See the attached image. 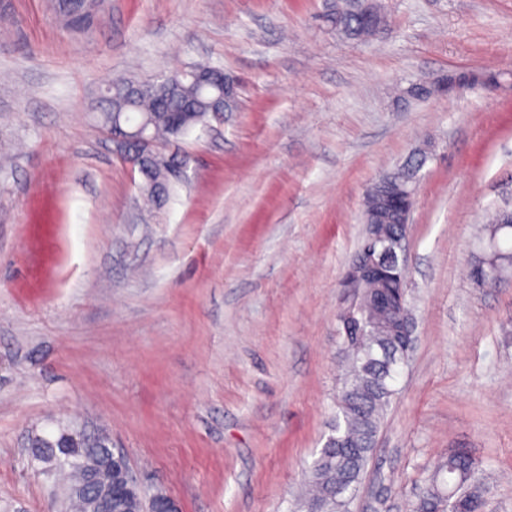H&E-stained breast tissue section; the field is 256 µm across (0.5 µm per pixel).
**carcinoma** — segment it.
<instances>
[{
	"label": "carcinoma",
	"mask_w": 512,
	"mask_h": 512,
	"mask_svg": "<svg viewBox=\"0 0 512 512\" xmlns=\"http://www.w3.org/2000/svg\"><path fill=\"white\" fill-rule=\"evenodd\" d=\"M360 0H336L323 19L346 38L363 41L375 34L363 19ZM177 83L151 82V90L137 96L138 84L115 82L114 92L103 99L100 119L112 127V114L121 113L128 121L138 117L149 120V130L156 140L184 138L210 115L213 95L174 76ZM174 187L166 170L148 171L140 185L141 192L153 203L165 200ZM482 267L497 265L504 270L512 265V247L495 245V251L481 258ZM344 373L336 393V413L330 433L308 468L311 492L299 500L302 512H344L356 491L364 468L375 448L380 426L397 395L394 388L395 365L405 360L403 342L398 336L361 326L354 334L344 335L341 316H336ZM36 458L48 465L47 473L69 470L73 494L61 495L60 512H92L96 496L85 490V479L98 477V485L107 480L111 466L110 440L103 434H83L75 447L63 433L32 441ZM476 460L459 449L437 463L427 477L426 495L412 505V512H448L450 500L465 512H483L484 491L471 486Z\"/></svg>",
	"instance_id": "1"
}]
</instances>
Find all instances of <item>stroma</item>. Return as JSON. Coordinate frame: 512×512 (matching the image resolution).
I'll list each match as a JSON object with an SVG mask.
<instances>
[{
	"label": "stroma",
	"mask_w": 512,
	"mask_h": 512,
	"mask_svg": "<svg viewBox=\"0 0 512 512\" xmlns=\"http://www.w3.org/2000/svg\"><path fill=\"white\" fill-rule=\"evenodd\" d=\"M331 0H0V512H59L31 441L105 432L179 512H293L334 418L336 308L363 200L424 158L406 239L414 345L349 512H408L466 449L512 512V278L467 271L512 204V0H381L348 40ZM204 64L238 108L164 144L156 207L99 121L115 79ZM495 73L418 101L407 87Z\"/></svg>",
	"instance_id": "obj_1"
}]
</instances>
